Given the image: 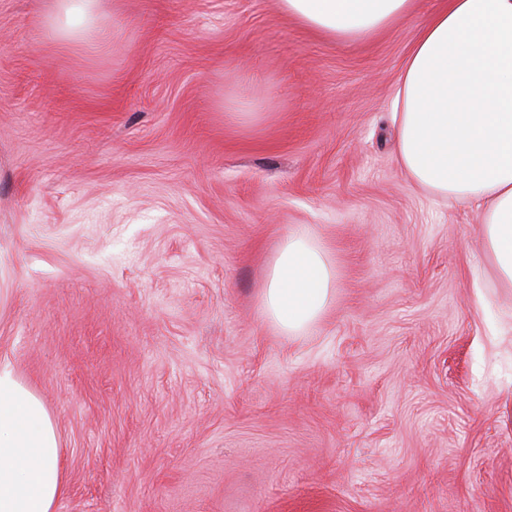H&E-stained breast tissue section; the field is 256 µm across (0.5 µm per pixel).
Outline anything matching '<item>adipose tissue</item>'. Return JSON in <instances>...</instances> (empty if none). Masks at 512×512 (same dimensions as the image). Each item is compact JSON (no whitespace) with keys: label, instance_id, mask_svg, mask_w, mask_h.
Wrapping results in <instances>:
<instances>
[{"label":"adipose tissue","instance_id":"obj_1","mask_svg":"<svg viewBox=\"0 0 512 512\" xmlns=\"http://www.w3.org/2000/svg\"><path fill=\"white\" fill-rule=\"evenodd\" d=\"M308 31L351 44L409 15L415 0H278ZM100 0H53L62 43L98 30ZM398 160L419 188L476 206L500 282L512 286V0H443L419 27L399 76ZM336 294V268L308 233H291L268 267L263 305L294 336ZM57 425L42 399L0 365V512H55L67 493Z\"/></svg>","mask_w":512,"mask_h":512}]
</instances>
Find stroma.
Listing matches in <instances>:
<instances>
[{
	"label": "stroma",
	"instance_id": "1",
	"mask_svg": "<svg viewBox=\"0 0 512 512\" xmlns=\"http://www.w3.org/2000/svg\"><path fill=\"white\" fill-rule=\"evenodd\" d=\"M0 0V364L56 421V512H512V287L397 160L441 0L340 45L277 0ZM308 230L336 298L262 312ZM45 24L55 29L62 44L81 40L99 29V0H53Z\"/></svg>",
	"mask_w": 512,
	"mask_h": 512
}]
</instances>
